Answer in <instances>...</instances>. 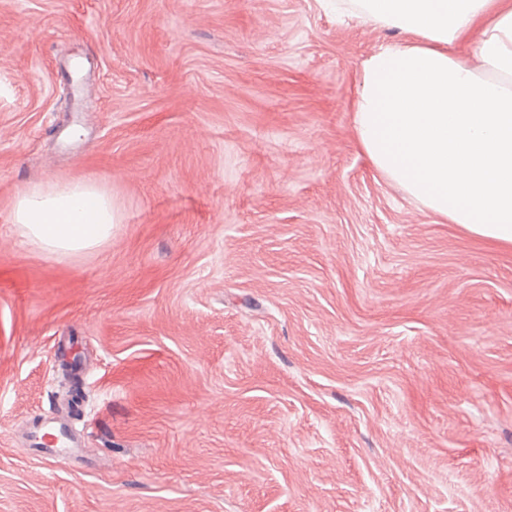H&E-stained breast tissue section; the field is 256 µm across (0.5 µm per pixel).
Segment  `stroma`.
Instances as JSON below:
<instances>
[{
  "label": "stroma",
  "mask_w": 512,
  "mask_h": 512,
  "mask_svg": "<svg viewBox=\"0 0 512 512\" xmlns=\"http://www.w3.org/2000/svg\"><path fill=\"white\" fill-rule=\"evenodd\" d=\"M401 39L322 0H0V512H512V247L355 141ZM78 179L110 241L15 232ZM12 224L49 254L90 251L112 238V195L94 180L33 184L15 199ZM30 444L41 445L45 448H50L49 456L64 455L72 451V448L79 447V441L73 436L68 426L60 423L58 428V435L44 431L40 433V429L29 427L27 429Z\"/></svg>",
  "instance_id": "1"
}]
</instances>
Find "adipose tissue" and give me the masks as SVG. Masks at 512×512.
<instances>
[{"label": "adipose tissue", "instance_id": "obj_1", "mask_svg": "<svg viewBox=\"0 0 512 512\" xmlns=\"http://www.w3.org/2000/svg\"><path fill=\"white\" fill-rule=\"evenodd\" d=\"M361 21L405 34L356 77V141L372 166L429 212L512 246V0H354ZM476 37L473 57L449 53ZM17 233L53 255L112 237V196L93 180L28 186Z\"/></svg>", "mask_w": 512, "mask_h": 512}]
</instances>
